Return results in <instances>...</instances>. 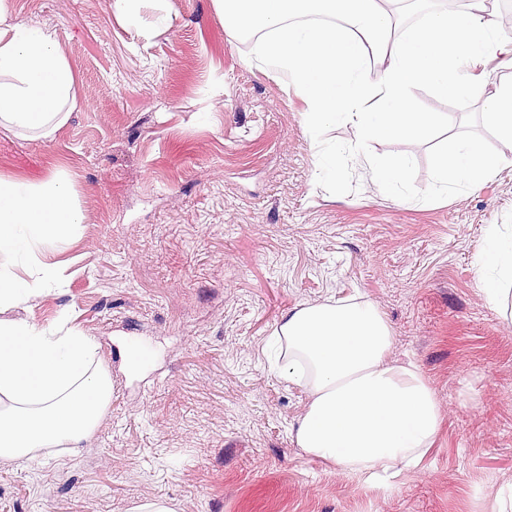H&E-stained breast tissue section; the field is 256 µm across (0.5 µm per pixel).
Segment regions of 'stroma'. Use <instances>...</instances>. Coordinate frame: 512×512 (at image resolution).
I'll return each mask as SVG.
<instances>
[{"instance_id":"1","label":"stroma","mask_w":512,"mask_h":512,"mask_svg":"<svg viewBox=\"0 0 512 512\" xmlns=\"http://www.w3.org/2000/svg\"><path fill=\"white\" fill-rule=\"evenodd\" d=\"M51 26L78 107L52 140L0 131V173L73 174L87 217L59 259L64 280L28 310L100 345L112 407L83 448L0 467V512H486L512 482V326L478 288L490 224H512V168L473 192L435 197L440 137L368 143L409 156L412 197L393 201L348 156L340 186L314 175L304 99L257 67L212 0H144L140 26L115 0H13ZM164 14V28L154 26ZM426 112L496 148L482 101L412 91ZM376 303L394 358L420 367L445 424L431 453L389 488L324 467L296 445L306 406L262 354L280 317L305 303ZM159 355L128 373L116 346Z\"/></svg>"}]
</instances>
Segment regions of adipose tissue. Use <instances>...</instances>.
<instances>
[{
  "label": "adipose tissue",
  "mask_w": 512,
  "mask_h": 512,
  "mask_svg": "<svg viewBox=\"0 0 512 512\" xmlns=\"http://www.w3.org/2000/svg\"><path fill=\"white\" fill-rule=\"evenodd\" d=\"M488 0L450 12L434 0H213L224 25L256 34L253 56L285 76L308 105L302 132L314 171L338 179L340 148L323 141L355 126L354 157L378 190L408 196L409 159L363 152L373 140L416 139L447 127L423 112L411 90L441 97L479 94V68L512 69L507 36ZM379 64L370 79L371 64ZM76 76L54 33L17 19L0 0V129L43 140L70 120ZM482 119L499 146L456 133L435 157V188L473 191L512 167V81L485 97ZM86 220L66 173L35 180L0 175V464L38 459L48 448L82 447L112 405V376L82 330L45 327L28 305L60 287L54 255ZM488 306L512 295V224H490L475 258ZM393 331L373 302L304 304L283 314L263 349L274 371L302 388L308 404L294 440L310 458L371 486H386L434 447L444 418L419 367L392 356Z\"/></svg>",
  "instance_id": "ef3b65f1"
}]
</instances>
